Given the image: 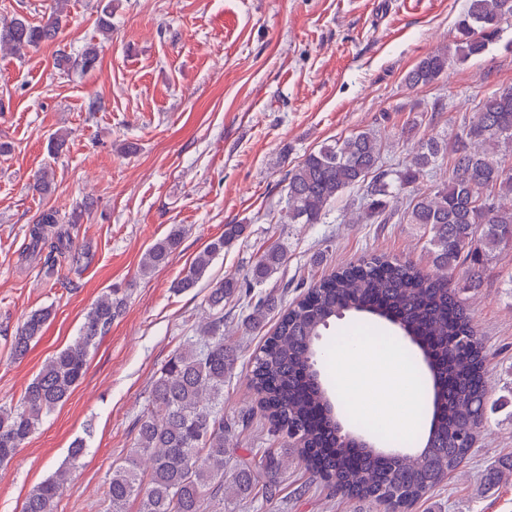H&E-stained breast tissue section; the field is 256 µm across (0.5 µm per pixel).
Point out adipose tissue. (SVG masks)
<instances>
[{
  "label": "adipose tissue",
  "mask_w": 512,
  "mask_h": 512,
  "mask_svg": "<svg viewBox=\"0 0 512 512\" xmlns=\"http://www.w3.org/2000/svg\"><path fill=\"white\" fill-rule=\"evenodd\" d=\"M335 359L346 394L376 427L404 433L418 425L421 377L405 348L361 338L337 347Z\"/></svg>",
  "instance_id": "obj_1"
}]
</instances>
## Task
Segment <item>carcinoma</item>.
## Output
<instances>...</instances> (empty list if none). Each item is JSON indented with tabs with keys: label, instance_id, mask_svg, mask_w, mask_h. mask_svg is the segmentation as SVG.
<instances>
[{
	"label": "carcinoma",
	"instance_id": "cac0c4a2",
	"mask_svg": "<svg viewBox=\"0 0 512 512\" xmlns=\"http://www.w3.org/2000/svg\"><path fill=\"white\" fill-rule=\"evenodd\" d=\"M512 18V0H468L457 21L458 40L423 57L409 72L411 86L437 81L452 62L484 56L500 41L502 24ZM60 11L38 24L16 16L0 24V48H35L56 39ZM98 29L112 34V3L102 6ZM98 62L91 45L80 54L61 53L57 65L87 72ZM448 158V179L429 192L413 196L404 213L409 224L428 233L435 272L372 255L356 265L312 283L303 297L284 310L271 336L253 358L251 382L261 395L262 411L271 431L284 436L296 431L307 468L349 499L383 503L393 512H410L467 459L474 434L488 415L512 405L509 396L491 399L484 383V350L470 326L462 302L448 291L447 278L465 268L462 289L482 285L484 268L502 249H512V175L504 158L512 156V87L495 90L479 102L472 120L463 122L454 139L420 142L410 162L383 168L378 131L368 130L337 139L308 153L288 171L285 208L293 224H320L329 205L345 191L367 187L368 210L391 219L397 198L430 175L436 161ZM94 206L87 198L65 217L55 210L40 213L28 229L22 258H43L54 271L63 258L75 266L91 262L76 248L66 224H78ZM245 224H226L224 234L210 242L175 282L178 292L201 280L216 257L243 237ZM184 235L175 224L145 253L141 270L148 274L165 264ZM284 249L268 246L252 266L250 278L221 280L207 299V316L196 336L175 351L154 380L149 407L136 423L133 449L112 469L108 496L112 512H125L130 501L138 512H224L225 501L245 504L276 483L285 465V448H266L258 462L239 458L228 464L226 447L235 425L224 422V380L236 361L224 344V302L268 281L282 266ZM127 293L119 288L95 301L84 317L78 338L50 358L14 406L0 405V465L10 462L36 432L44 415L72 394L84 378L90 348L107 334L126 310ZM276 307L270 295L252 306L248 321L263 323ZM368 313L397 326L402 336L422 351L433 389L432 415L423 448L413 456L359 442L336 420L335 404L312 368L317 336L347 313ZM51 312H31L12 336L15 357H24L42 336ZM83 441L69 448V466L38 485L22 512H57L70 477V467L84 455Z\"/></svg>",
	"mask_w": 512,
	"mask_h": 512
}]
</instances>
